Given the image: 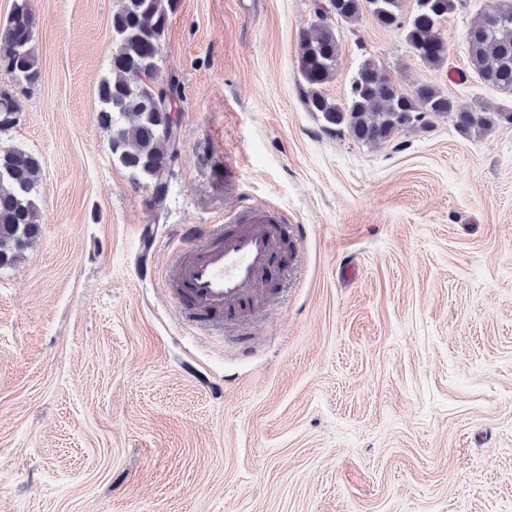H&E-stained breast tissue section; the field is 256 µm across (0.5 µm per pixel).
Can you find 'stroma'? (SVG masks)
<instances>
[{
	"mask_svg": "<svg viewBox=\"0 0 512 512\" xmlns=\"http://www.w3.org/2000/svg\"><path fill=\"white\" fill-rule=\"evenodd\" d=\"M422 64L403 29L334 19L325 92L365 58L405 92L512 111L466 30ZM34 86L0 148L36 154L40 235L0 267V512H512V125L445 115L379 145L328 131L297 70L314 0H178L158 84L179 81L165 208L95 115L119 0H30ZM281 212L293 255L219 326L189 328L141 227L205 239Z\"/></svg>",
	"mask_w": 512,
	"mask_h": 512,
	"instance_id": "obj_1",
	"label": "stroma"
}]
</instances>
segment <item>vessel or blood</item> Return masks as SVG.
<instances>
[{"instance_id":"obj_1","label":"vessel or blood","mask_w":512,"mask_h":512,"mask_svg":"<svg viewBox=\"0 0 512 512\" xmlns=\"http://www.w3.org/2000/svg\"><path fill=\"white\" fill-rule=\"evenodd\" d=\"M283 222L280 213L256 208L236 217L232 229L214 225L211 243L197 254L174 252L169 276L187 324L206 326L218 309L236 313L247 298L257 310L267 307L259 280L276 258Z\"/></svg>"}]
</instances>
